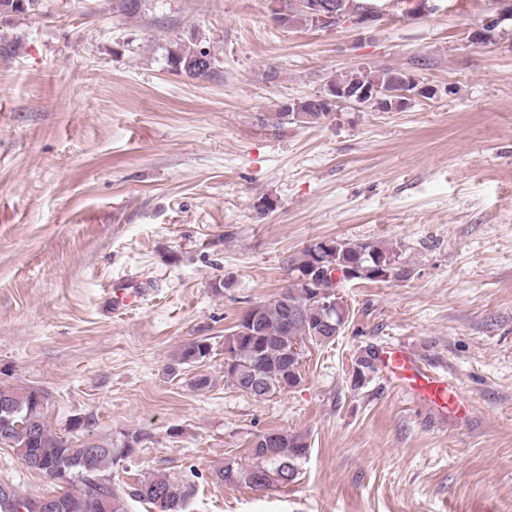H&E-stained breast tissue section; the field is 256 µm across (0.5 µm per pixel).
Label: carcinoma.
<instances>
[{"label": "carcinoma", "mask_w": 512, "mask_h": 512, "mask_svg": "<svg viewBox=\"0 0 512 512\" xmlns=\"http://www.w3.org/2000/svg\"><path fill=\"white\" fill-rule=\"evenodd\" d=\"M148 0H116L118 12L133 17L143 11ZM272 17L286 28L309 26L338 27L340 20L325 23L300 8V0H273ZM340 5L341 17L352 19L362 13L366 0H333ZM7 15H25L35 10L38 0H0ZM217 59L196 34L191 33L170 43L167 63L186 77L206 81L216 72ZM404 72L397 69H354L329 78L323 96L342 88L358 93L377 85H395ZM335 107L317 103L313 98L289 99L272 116L264 118L272 128L288 123L292 112H305L317 124ZM322 267L342 272L349 267L362 268L361 281H376L378 273L388 271L394 280H405L409 269L399 263L393 253L371 244L347 240H321L305 247L290 260V275L295 283L276 299L259 303L244 314L227 337L224 351L231 354L224 365V378L239 391L256 399L289 391L302 381L300 370L306 345H326L340 335L346 319L341 305H329L313 298L312 289L302 279ZM211 354V343L199 340L181 352V360L198 363ZM377 357L369 352L356 360L350 385L361 387L369 373L376 371ZM46 396L38 389L0 386V446L16 451L28 470L50 483L64 479L61 494L28 496L21 494L10 481L0 480V512H127V502L148 504L154 512H186L195 486L185 477L173 480L156 475L123 487L107 476L118 470L137 452L141 442L138 433H128L118 448L112 443L80 439L83 423L75 421L69 433L51 431L45 422ZM310 442L303 433L277 430L255 436L246 466L227 463L215 470L216 482L246 485L264 490L287 485L300 474L302 460L309 454Z\"/></svg>", "instance_id": "cac0c4a2"}]
</instances>
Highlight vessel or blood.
Instances as JSON below:
<instances>
[{
    "instance_id": "b4317fda",
    "label": "vessel or blood",
    "mask_w": 512,
    "mask_h": 512,
    "mask_svg": "<svg viewBox=\"0 0 512 512\" xmlns=\"http://www.w3.org/2000/svg\"><path fill=\"white\" fill-rule=\"evenodd\" d=\"M379 363L390 376L408 385L413 392L440 408H451L452 395L447 385L420 368L406 349L398 346L388 347L381 352Z\"/></svg>"
}]
</instances>
